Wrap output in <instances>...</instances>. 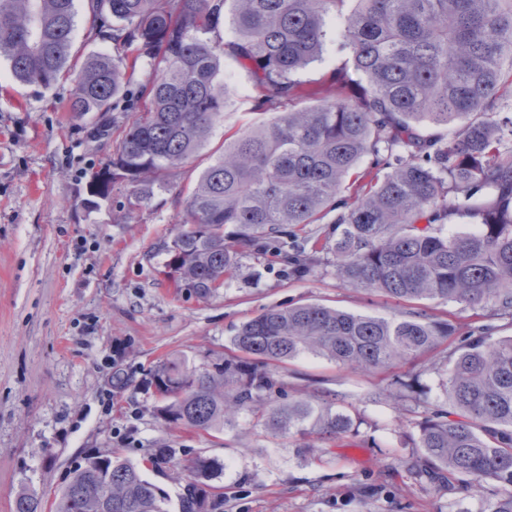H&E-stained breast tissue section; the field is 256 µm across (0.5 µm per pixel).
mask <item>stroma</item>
<instances>
[{
  "label": "stroma",
  "instance_id": "1",
  "mask_svg": "<svg viewBox=\"0 0 512 512\" xmlns=\"http://www.w3.org/2000/svg\"><path fill=\"white\" fill-rule=\"evenodd\" d=\"M74 63L110 52L88 9L77 0ZM224 122L203 149L168 175L150 206L130 210L129 190L88 207L85 171L105 162L118 138H93L90 117L66 110L72 88L18 82L0 55V512H13L20 490L52 502L71 468L91 451L120 452L140 464L158 443L177 462L196 454L218 459L215 485L224 512H481L486 494L444 488L414 474L422 451L414 445L427 406L446 408L439 387L445 351L388 370L358 372L313 354L277 376L283 392L335 399L359 425L358 434L318 438L311 450L294 437L269 436L242 413L222 433L166 430L152 413L145 387L151 369L171 353L199 365L223 352L241 323L272 307L320 303L355 314L391 317L403 306L343 283L336 259L303 274L288 261L292 240L314 241L331 224H310L278 245L242 249L236 270L215 295L175 288L162 249L186 218L199 175L224 134L257 121L258 96L246 71L224 56ZM419 308L453 313L460 335L480 324L511 336L512 319L438 299ZM126 355L113 363L112 349ZM125 383L116 385L114 373ZM417 379L415 393L388 398L400 381ZM380 495H366L371 485Z\"/></svg>",
  "mask_w": 512,
  "mask_h": 512
}]
</instances>
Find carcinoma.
Segmentation results:
<instances>
[{
	"instance_id": "cac0c4a2",
	"label": "carcinoma",
	"mask_w": 512,
	"mask_h": 512,
	"mask_svg": "<svg viewBox=\"0 0 512 512\" xmlns=\"http://www.w3.org/2000/svg\"><path fill=\"white\" fill-rule=\"evenodd\" d=\"M89 0L101 38L116 55L86 59L68 111L95 114L104 137L115 103L131 113L119 147L86 174L92 206L112 187L129 205L154 198L161 180L203 148L224 122L217 82L231 53L259 91L256 108L283 107L266 122L224 135L200 174L184 225L163 244L175 287L207 297L224 287L242 247L275 242L292 225L333 215L332 235L291 257L306 271L330 253L353 288L412 303L440 299L512 318V0ZM76 0H0V51L21 83L46 89L68 76ZM339 20L341 69L309 87L296 73L321 54ZM234 38H211L225 22ZM144 62L148 81L131 90L124 66ZM370 158L364 169L359 165ZM478 226L450 233L458 221ZM457 325L425 309L390 318L310 303L271 308L243 322L229 352L195 366L178 354L150 373L153 412L167 429L222 432L249 412L275 435L355 431L336 402L306 392L271 404L275 374L304 354L360 372L429 353ZM440 383L448 410H427L415 447L419 474L447 470L462 487H487L484 512H512V336L463 337L448 351ZM111 497L98 494L101 470ZM223 469L197 456L172 469L178 512H221L208 483ZM14 512H42L22 490ZM52 512H169L144 469L120 456L87 454L56 495Z\"/></svg>"
}]
</instances>
